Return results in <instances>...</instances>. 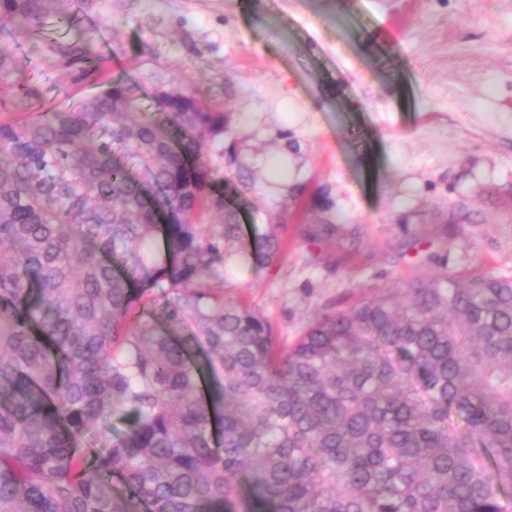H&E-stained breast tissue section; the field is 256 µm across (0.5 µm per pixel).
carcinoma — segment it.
Returning a JSON list of instances; mask_svg holds the SVG:
<instances>
[{
  "mask_svg": "<svg viewBox=\"0 0 512 512\" xmlns=\"http://www.w3.org/2000/svg\"><path fill=\"white\" fill-rule=\"evenodd\" d=\"M83 13L0 0L95 89L0 122V512H512V278L422 275L284 349L224 301L223 263L282 249L224 197L226 116L146 111Z\"/></svg>",
  "mask_w": 512,
  "mask_h": 512,
  "instance_id": "cac0c4a2",
  "label": "carcinoma"
}]
</instances>
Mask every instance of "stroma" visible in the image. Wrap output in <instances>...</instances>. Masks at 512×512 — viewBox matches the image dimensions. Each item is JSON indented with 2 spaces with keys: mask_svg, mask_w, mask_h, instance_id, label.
I'll return each mask as SVG.
<instances>
[{
  "mask_svg": "<svg viewBox=\"0 0 512 512\" xmlns=\"http://www.w3.org/2000/svg\"><path fill=\"white\" fill-rule=\"evenodd\" d=\"M90 14L113 76L227 112L224 187L245 233L277 225L283 252L226 263L224 298L283 346L422 270L512 277V0H93ZM1 42L37 96L8 97L0 119L88 95L11 23ZM327 222L334 237L308 236Z\"/></svg>",
  "mask_w": 512,
  "mask_h": 512,
  "instance_id": "35a3bbf8",
  "label": "stroma"
}]
</instances>
